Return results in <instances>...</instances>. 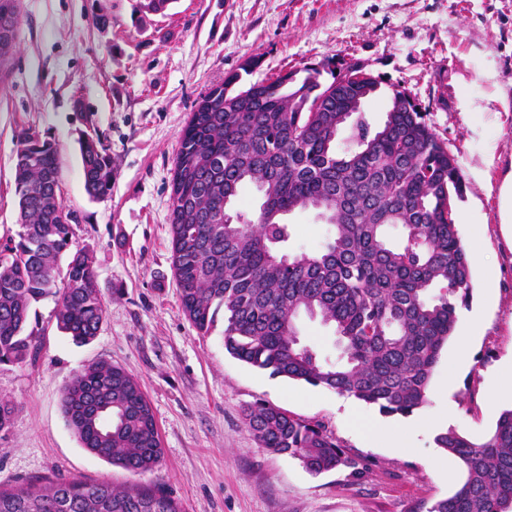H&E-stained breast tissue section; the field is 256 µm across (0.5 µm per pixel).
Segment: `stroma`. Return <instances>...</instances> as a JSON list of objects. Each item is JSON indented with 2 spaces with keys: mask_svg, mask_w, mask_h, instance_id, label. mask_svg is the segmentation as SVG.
Returning <instances> with one entry per match:
<instances>
[{
  "mask_svg": "<svg viewBox=\"0 0 512 512\" xmlns=\"http://www.w3.org/2000/svg\"><path fill=\"white\" fill-rule=\"evenodd\" d=\"M146 2L19 0L0 67V241L19 228V134L49 133L74 245L94 258L105 313L97 336L77 345L57 328L53 298L35 304L36 359L0 365V398L16 405L0 436V488L70 475L158 485L183 512H427L463 479L436 435L453 428L483 440L512 407L500 380L512 369V236L498 214L512 172V0H173L162 13ZM329 59L362 66L420 105L459 158L463 195L452 208L463 243L482 253L429 402L408 417L234 359L221 329L202 335L184 316L171 267L175 158L201 94L232 72L243 90ZM84 133L115 169L99 200L84 190ZM287 222L293 252L316 251L330 235L310 213ZM462 342L470 359L450 388ZM97 361L123 367L146 393L162 446L154 472L134 476L88 453L67 425L64 387ZM259 400L324 426L355 468L315 475L260 448L243 417Z\"/></svg>",
  "mask_w": 512,
  "mask_h": 512,
  "instance_id": "1",
  "label": "stroma"
}]
</instances>
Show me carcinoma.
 <instances>
[{"label":"carcinoma","instance_id":"carcinoma-1","mask_svg":"<svg viewBox=\"0 0 512 512\" xmlns=\"http://www.w3.org/2000/svg\"><path fill=\"white\" fill-rule=\"evenodd\" d=\"M18 21V0H0V24ZM328 63L291 70L231 93L240 75L202 98L181 132L172 191L171 263L183 314L202 334L223 319L228 354L273 376L322 386L407 417L429 401L433 371L455 330L457 302L473 288L470 250L458 232L452 197L463 184L457 156L416 109L392 90L384 121L372 126L359 105L382 85L357 65L346 84L324 85ZM348 144L338 146L341 130ZM84 187L112 190V158L99 139L79 140ZM55 142L30 129L14 165L20 229L0 258V364L36 357L32 306L55 302L58 329L78 344L98 333L104 302L94 262L71 250L73 213L59 188ZM259 195L258 218L236 208L239 188ZM313 211L332 226L312 254L288 249L284 216ZM398 228L393 243L388 230ZM68 254L66 268L59 266ZM317 317L337 336L340 355L324 359L300 342L297 320ZM62 408L83 448L133 475L154 471L162 448L152 407L124 368L93 362L65 386ZM15 406L0 400V434ZM261 448L299 460L312 473L354 468L319 424L257 402L243 411ZM464 479L427 512H512V409L475 442L454 429L435 437ZM0 512H182L159 487H116L61 475L0 489Z\"/></svg>","mask_w":512,"mask_h":512}]
</instances>
